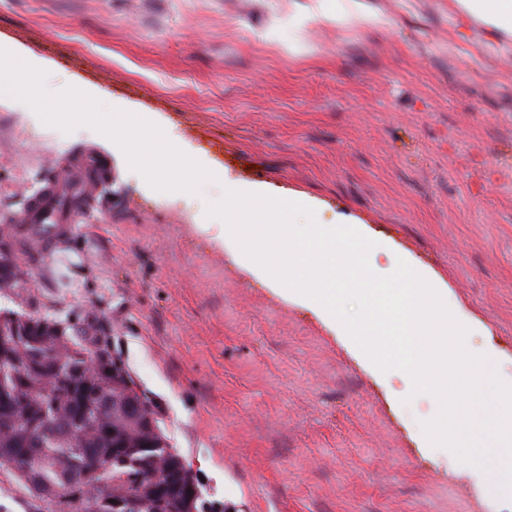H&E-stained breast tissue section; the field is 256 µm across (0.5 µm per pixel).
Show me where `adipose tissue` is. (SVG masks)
<instances>
[{
	"label": "adipose tissue",
	"mask_w": 512,
	"mask_h": 512,
	"mask_svg": "<svg viewBox=\"0 0 512 512\" xmlns=\"http://www.w3.org/2000/svg\"><path fill=\"white\" fill-rule=\"evenodd\" d=\"M453 8L463 23L483 22L503 37H512V0H454ZM296 17L307 26L332 22L353 24L368 30L386 26V19L374 11L367 0H304L295 6ZM23 67L27 78V91L33 97L43 94L42 76L47 69L45 62L28 57L20 49L0 51V90L10 86L16 67Z\"/></svg>",
	"instance_id": "1"
}]
</instances>
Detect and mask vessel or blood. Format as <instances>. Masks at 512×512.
Returning <instances> with one entry per match:
<instances>
[{
  "mask_svg": "<svg viewBox=\"0 0 512 512\" xmlns=\"http://www.w3.org/2000/svg\"><path fill=\"white\" fill-rule=\"evenodd\" d=\"M103 176L99 159L90 153L81 158L67 178L29 197L24 214L15 223L14 229L16 233L27 235L33 242L37 258L50 256L58 237L74 235L84 218L78 209L64 208L62 196L89 195Z\"/></svg>",
  "mask_w": 512,
  "mask_h": 512,
  "instance_id": "b4317fda",
  "label": "vessel or blood"
}]
</instances>
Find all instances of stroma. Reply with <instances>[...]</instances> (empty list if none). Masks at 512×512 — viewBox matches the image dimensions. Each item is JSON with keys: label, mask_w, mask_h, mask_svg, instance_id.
I'll return each mask as SVG.
<instances>
[{"label": "stroma", "mask_w": 512, "mask_h": 512, "mask_svg": "<svg viewBox=\"0 0 512 512\" xmlns=\"http://www.w3.org/2000/svg\"><path fill=\"white\" fill-rule=\"evenodd\" d=\"M369 4L383 29L296 28L286 0H0V43L52 64L46 99L0 98V228L73 158L108 168L77 235L29 267L27 310L103 329L206 512H502L429 445L436 398L206 214L225 179L307 199L445 289L512 382V47L458 37L451 0ZM149 124L177 158L144 147ZM180 158L216 179L181 182Z\"/></svg>", "instance_id": "35a3bbf8"}]
</instances>
